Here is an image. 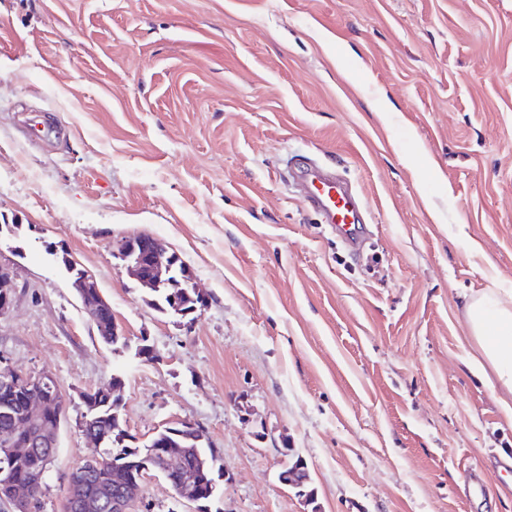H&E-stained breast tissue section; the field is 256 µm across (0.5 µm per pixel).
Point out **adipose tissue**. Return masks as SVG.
Returning <instances> with one entry per match:
<instances>
[{"label":"adipose tissue","mask_w":512,"mask_h":512,"mask_svg":"<svg viewBox=\"0 0 512 512\" xmlns=\"http://www.w3.org/2000/svg\"><path fill=\"white\" fill-rule=\"evenodd\" d=\"M467 324L480 343L482 357L473 361L477 371L492 369L495 383L512 394V298L493 288L464 302Z\"/></svg>","instance_id":"1"}]
</instances>
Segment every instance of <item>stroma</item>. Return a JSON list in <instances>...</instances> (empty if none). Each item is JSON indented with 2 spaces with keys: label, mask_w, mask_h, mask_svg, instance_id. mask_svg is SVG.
Wrapping results in <instances>:
<instances>
[{
  "label": "stroma",
  "mask_w": 512,
  "mask_h": 512,
  "mask_svg": "<svg viewBox=\"0 0 512 512\" xmlns=\"http://www.w3.org/2000/svg\"><path fill=\"white\" fill-rule=\"evenodd\" d=\"M290 157L357 187L363 252ZM141 233L205 307L148 305L119 252ZM68 260L128 346L101 342ZM0 264V369L65 396L40 512L88 454L81 392L117 376L131 435L205 430L212 512H512V416L463 308L512 289V0H0ZM297 459L310 504L278 480ZM134 510L192 507L154 474Z\"/></svg>",
  "instance_id": "1"
}]
</instances>
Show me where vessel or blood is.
Masks as SVG:
<instances>
[{
    "label": "vessel or blood",
    "mask_w": 512,
    "mask_h": 512,
    "mask_svg": "<svg viewBox=\"0 0 512 512\" xmlns=\"http://www.w3.org/2000/svg\"><path fill=\"white\" fill-rule=\"evenodd\" d=\"M296 178L305 203L317 208L327 224L350 247L363 242L365 218L355 194L324 168L309 164L301 167Z\"/></svg>",
    "instance_id": "vessel-or-blood-1"
}]
</instances>
